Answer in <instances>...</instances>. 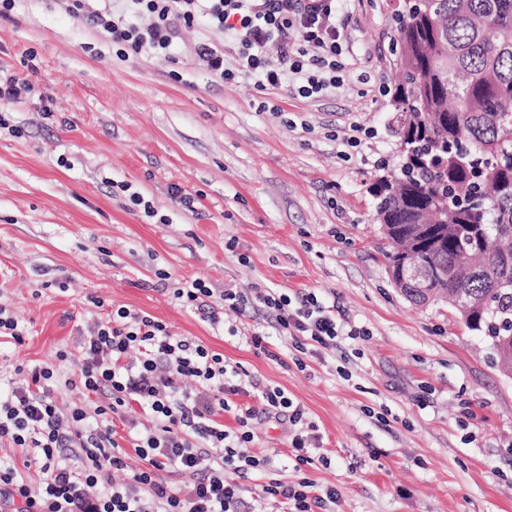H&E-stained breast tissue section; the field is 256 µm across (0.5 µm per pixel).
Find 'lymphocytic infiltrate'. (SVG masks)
<instances>
[{
  "label": "lymphocytic infiltrate",
  "instance_id": "obj_1",
  "mask_svg": "<svg viewBox=\"0 0 512 512\" xmlns=\"http://www.w3.org/2000/svg\"><path fill=\"white\" fill-rule=\"evenodd\" d=\"M58 2L105 33L123 59L170 57L182 31L201 23L192 51L218 80L256 74L260 87L289 85L305 98L340 81L336 0H106L100 9L94 0ZM228 41L237 47L230 68ZM219 297L223 307L270 316L276 330L320 349L335 346L340 334L335 307L311 292L292 298L258 288L245 296L227 288ZM60 383L98 396L97 406L61 410L54 399ZM247 392L268 417L288 422L296 462L311 463L305 412L284 389L257 387L246 371L227 369L222 354L150 316L113 310L89 326L65 381L54 367H39L0 397V443L33 450L41 472L34 484L16 467L0 466V512H249L240 484L224 477L269 464L250 449L253 408L233 406V396ZM134 404L142 417L128 416ZM231 410L237 426L228 430L222 417ZM131 455L141 462L132 471ZM171 470L185 484L168 482ZM264 491L291 512H323L338 499L335 488L319 495L304 479H273Z\"/></svg>",
  "mask_w": 512,
  "mask_h": 512
}]
</instances>
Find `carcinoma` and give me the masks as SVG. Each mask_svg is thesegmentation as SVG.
I'll use <instances>...</instances> for the list:
<instances>
[{
    "label": "carcinoma",
    "instance_id": "carcinoma-1",
    "mask_svg": "<svg viewBox=\"0 0 512 512\" xmlns=\"http://www.w3.org/2000/svg\"><path fill=\"white\" fill-rule=\"evenodd\" d=\"M403 162L374 190L392 281L410 258L512 374V0L400 4Z\"/></svg>",
    "mask_w": 512,
    "mask_h": 512
}]
</instances>
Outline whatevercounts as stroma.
Segmentation results:
<instances>
[{
  "label": "stroma",
  "mask_w": 512,
  "mask_h": 512,
  "mask_svg": "<svg viewBox=\"0 0 512 512\" xmlns=\"http://www.w3.org/2000/svg\"><path fill=\"white\" fill-rule=\"evenodd\" d=\"M397 7L345 0L344 81L302 98L253 76L218 82L191 52L201 27L173 60H122L52 0H16L0 69L30 90L0 110V305L26 336L0 339V379L77 353L93 319L125 307L284 389L315 425L299 469L288 425L256 414L253 450L271 464L240 480L253 512L280 510L269 478L302 476L336 488L338 512H512V375L453 307L407 302L380 250L371 188L398 161ZM196 278L217 294L315 293L343 334L316 356L260 315L211 324L174 297ZM256 332L268 354L250 347Z\"/></svg>",
  "instance_id": "obj_1"
}]
</instances>
